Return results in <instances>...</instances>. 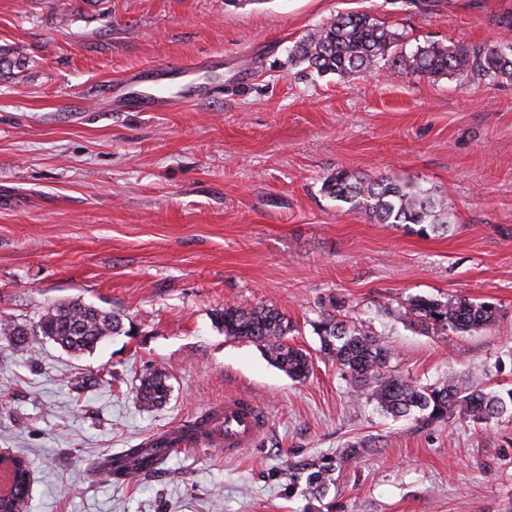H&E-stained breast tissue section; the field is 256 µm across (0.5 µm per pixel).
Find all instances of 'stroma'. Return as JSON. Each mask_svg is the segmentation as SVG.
<instances>
[{
    "instance_id": "stroma-1",
    "label": "stroma",
    "mask_w": 512,
    "mask_h": 512,
    "mask_svg": "<svg viewBox=\"0 0 512 512\" xmlns=\"http://www.w3.org/2000/svg\"><path fill=\"white\" fill-rule=\"evenodd\" d=\"M354 10L403 31L401 55L499 40L512 0H0V48L24 64L0 71V316L31 325L79 300L125 328L80 357L0 337V448L30 460L32 512H512V422L391 418L319 353L312 323L339 301L392 346L393 374L512 388V82L291 63L295 41ZM199 58L222 65L208 98L113 110L107 82ZM341 169L420 185L448 227L422 236L329 197ZM418 296L502 316L448 337L403 317ZM259 305L291 321L306 380L213 321ZM150 366L171 377L160 409L136 399ZM90 373L100 385L71 388ZM239 392L269 416L239 456L181 449L126 481L102 469Z\"/></svg>"
}]
</instances>
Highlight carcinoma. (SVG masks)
Segmentation results:
<instances>
[{"label":"carcinoma","mask_w":512,"mask_h":512,"mask_svg":"<svg viewBox=\"0 0 512 512\" xmlns=\"http://www.w3.org/2000/svg\"><path fill=\"white\" fill-rule=\"evenodd\" d=\"M405 35L363 11L338 13L330 23L306 34L294 43L291 62L319 74L361 75L381 66ZM403 71L411 76L436 80L448 77L468 88L475 83L498 84L512 81V42L502 44H444L428 42L401 59ZM322 190L352 208L363 207L380 224L418 226L426 234L443 227L442 202L428 190L413 183L388 178H368L347 170L329 174ZM334 310L321 311L313 328L319 337V352L336 365L341 376L393 418L418 411L431 421H445L460 410L472 422L512 421V388L506 392L476 389L463 379L449 377L442 383L420 385L389 370L391 349L375 332ZM404 316L436 330L452 334L480 331L495 325L497 308L466 298L415 297L404 308ZM224 335L256 343L264 356L288 377L304 380L310 373L311 355L288 344L291 321L273 306L226 307L214 313ZM124 329L120 316L81 301L50 305L32 328L13 317H0V335L15 345H30L32 336L48 339L73 355L91 352L109 336ZM172 386L169 375L151 368L139 378L136 396L145 408L164 406ZM168 443L158 440L148 446L130 448L107 456L102 466L118 480L148 476L170 456ZM8 464L18 476L13 493L0 495V512H31L30 463L10 454Z\"/></svg>","instance_id":"cac0c4a2"}]
</instances>
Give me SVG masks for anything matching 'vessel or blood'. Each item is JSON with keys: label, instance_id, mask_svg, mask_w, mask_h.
<instances>
[{"label": "vessel or blood", "instance_id": "1", "mask_svg": "<svg viewBox=\"0 0 512 512\" xmlns=\"http://www.w3.org/2000/svg\"><path fill=\"white\" fill-rule=\"evenodd\" d=\"M207 67L208 62L204 59L190 63H164L142 71L135 79L109 85L107 92L118 109L133 101L147 110L156 105L166 108L179 97L174 90L178 81L192 89L195 96H204L207 86L200 82L199 74ZM267 425L268 415L261 404L250 396L234 394L225 397L223 406L214 409L204 419L200 441L204 444L219 443L225 456L234 457L252 447Z\"/></svg>", "mask_w": 512, "mask_h": 512}]
</instances>
